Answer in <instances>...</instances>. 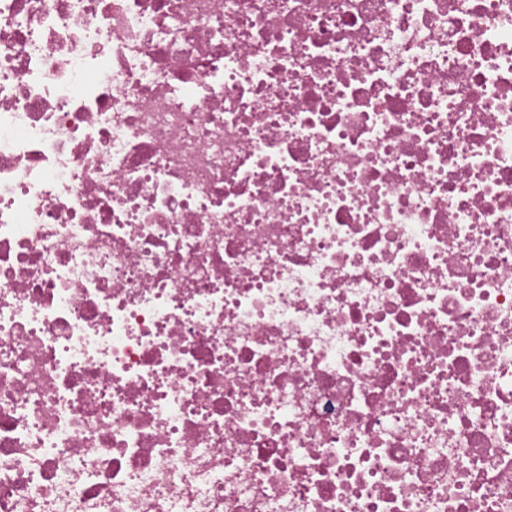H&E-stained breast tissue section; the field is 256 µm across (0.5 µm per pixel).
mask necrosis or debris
I'll list each match as a JSON object with an SVG mask.
<instances>
[{
	"label": "necrosis or debris",
	"instance_id": "1",
	"mask_svg": "<svg viewBox=\"0 0 512 512\" xmlns=\"http://www.w3.org/2000/svg\"><path fill=\"white\" fill-rule=\"evenodd\" d=\"M0 512H512V0H0Z\"/></svg>",
	"mask_w": 512,
	"mask_h": 512
}]
</instances>
